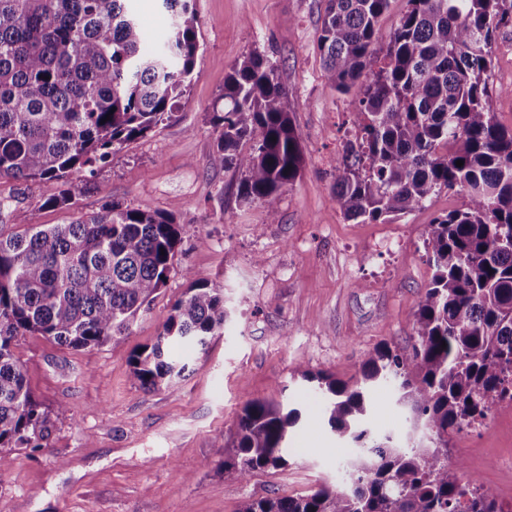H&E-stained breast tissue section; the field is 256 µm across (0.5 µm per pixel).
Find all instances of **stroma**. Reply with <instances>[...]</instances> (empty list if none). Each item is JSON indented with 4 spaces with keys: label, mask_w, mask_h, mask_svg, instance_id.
I'll return each mask as SVG.
<instances>
[{
    "label": "stroma",
    "mask_w": 512,
    "mask_h": 512,
    "mask_svg": "<svg viewBox=\"0 0 512 512\" xmlns=\"http://www.w3.org/2000/svg\"><path fill=\"white\" fill-rule=\"evenodd\" d=\"M200 51L190 90L172 118L124 145L90 180L76 184L74 210L45 206L55 183L0 178V235L64 224L105 201L145 212L175 210L184 233L165 287L126 335L73 349L27 336L14 348L32 392L54 421L45 449H15L0 475V512H234L244 499L296 496L341 482L350 454L321 414V396L297 369L357 377L382 343L404 345L432 275L422 233L438 214L462 207L455 191L389 224L346 219L332 200L343 122L354 94L327 80L317 49L326 0H192ZM268 54L288 93L304 163L278 200L244 203L235 169L213 167L212 110L224 77L250 52ZM491 107L512 127V27L501 30L488 74ZM223 282L222 336L196 353L176 391H146L132 354L153 344L188 283L183 269ZM287 402L301 411L278 470L242 481L225 474L224 441L246 401ZM371 427L406 436L410 423L390 387L373 393ZM512 501V404L480 431L448 437V466Z\"/></svg>",
    "instance_id": "35a3bbf8"
}]
</instances>
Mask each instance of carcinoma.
I'll list each match as a JSON object with an SVG mask.
<instances>
[{
	"label": "carcinoma",
	"instance_id": "obj_1",
	"mask_svg": "<svg viewBox=\"0 0 512 512\" xmlns=\"http://www.w3.org/2000/svg\"><path fill=\"white\" fill-rule=\"evenodd\" d=\"M390 0H328L318 50L338 90L359 86L333 193L346 218L386 224L434 195L460 209L425 230L433 275L404 347L381 344L355 384L316 379L332 432L350 445L342 485L305 495L248 498L236 512H508L497 492L448 470V434L512 401V128L492 111L487 74L512 0H407L385 44ZM172 20L157 50L144 46L130 0H0V178L53 181L44 205L74 207L72 183L171 118L200 48L190 0H163ZM213 108L214 167L241 174L240 197L276 200L297 179L302 152L288 92L266 54L224 78ZM110 120H105V117ZM463 166H456V161ZM183 226L174 212L106 202L67 224L0 237V475L16 448L38 451L54 426L14 353L24 336L71 348L125 333L166 284ZM191 281L156 341L130 360L138 386L173 390L190 351L224 333V285ZM393 385L413 439L369 427L370 389ZM298 412L251 400L224 442V472L247 480L288 465Z\"/></svg>",
	"mask_w": 512,
	"mask_h": 512
}]
</instances>
